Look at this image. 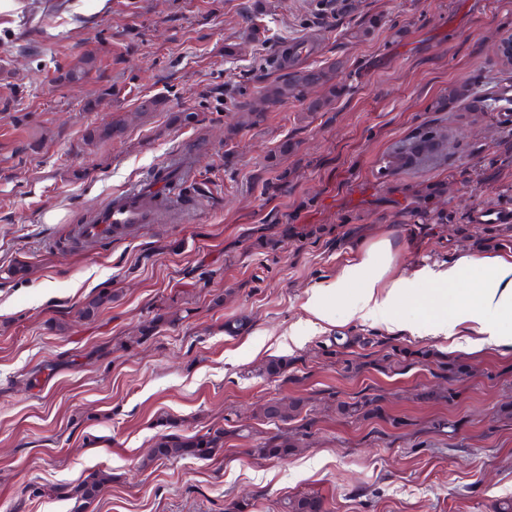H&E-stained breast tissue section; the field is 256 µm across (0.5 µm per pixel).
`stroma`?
<instances>
[{"label":"stroma","instance_id":"obj_1","mask_svg":"<svg viewBox=\"0 0 512 512\" xmlns=\"http://www.w3.org/2000/svg\"><path fill=\"white\" fill-rule=\"evenodd\" d=\"M507 31L512 0H0V512H74L66 491L100 471L111 480L84 512H281L303 494L326 512H496L512 498V350L452 352L355 320L292 337L307 290L361 240L390 238L403 270L512 237V222L474 221L512 212ZM307 37L294 69L337 65L339 97L310 111L327 94L311 84L266 106L272 56ZM90 52L94 69L58 82ZM451 84L476 100L437 107ZM152 96L166 109L141 112ZM243 102L256 124L237 125ZM115 118L121 134L87 143ZM424 133L438 152L384 167ZM184 154L178 209L76 242ZM101 292L111 302L81 315ZM278 357L287 371L267 377ZM282 397L305 399L301 415H258ZM364 397L368 418L338 412ZM218 427L212 459L145 462L160 435ZM276 434L299 437L295 455H254Z\"/></svg>","mask_w":512,"mask_h":512}]
</instances>
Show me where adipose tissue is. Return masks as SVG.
I'll list each match as a JSON object with an SVG mask.
<instances>
[{"mask_svg": "<svg viewBox=\"0 0 512 512\" xmlns=\"http://www.w3.org/2000/svg\"><path fill=\"white\" fill-rule=\"evenodd\" d=\"M390 239L357 249L334 279L313 286L304 303L310 323L370 321L388 330L447 339L449 350L512 345V255L462 254L441 264L394 269ZM425 300L427 322L407 305Z\"/></svg>", "mask_w": 512, "mask_h": 512, "instance_id": "ef3b65f1", "label": "adipose tissue"}]
</instances>
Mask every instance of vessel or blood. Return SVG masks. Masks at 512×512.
<instances>
[{"label": "vessel or blood", "instance_id": "vessel-or-blood-1", "mask_svg": "<svg viewBox=\"0 0 512 512\" xmlns=\"http://www.w3.org/2000/svg\"><path fill=\"white\" fill-rule=\"evenodd\" d=\"M176 194L175 183L168 179L166 169H159L150 185H135L100 208L91 221L78 228L76 239L80 244L93 245L111 238L113 231L149 223L157 217L156 210L147 206L149 197L172 198Z\"/></svg>", "mask_w": 512, "mask_h": 512}]
</instances>
